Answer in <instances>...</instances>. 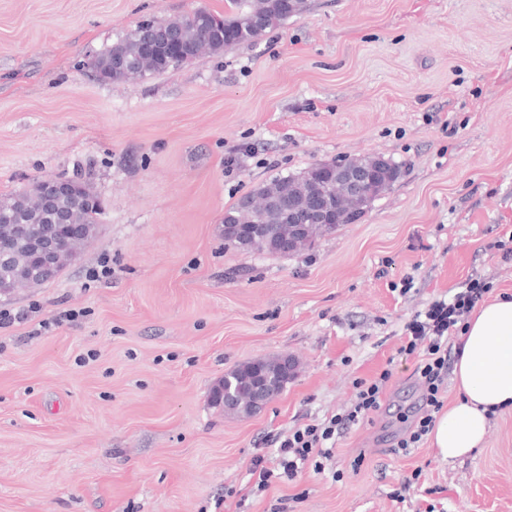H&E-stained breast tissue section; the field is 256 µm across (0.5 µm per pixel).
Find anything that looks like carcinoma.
Listing matches in <instances>:
<instances>
[{
    "label": "carcinoma",
    "instance_id": "obj_1",
    "mask_svg": "<svg viewBox=\"0 0 512 512\" xmlns=\"http://www.w3.org/2000/svg\"><path fill=\"white\" fill-rule=\"evenodd\" d=\"M274 0H227V10L222 16L224 28L214 29L198 22V18L210 14V10L200 7L180 18L169 20H145L127 30L111 47L98 53L89 63L95 78L101 82L124 83L142 79L148 75L171 73L178 70L186 61L202 53L220 54L224 49L256 41L262 32H252L254 21L263 22L264 29L283 24L288 19L301 14L305 6L297 0L289 8L273 6ZM176 30L181 34V55L168 56L165 45L157 44L151 53H146L145 45L155 33ZM55 207L72 213L74 223L84 226L83 236L91 237L95 229L96 216L100 205L95 199L80 205L69 195L58 197ZM23 219L34 231H42L52 224V212L42 209V205L31 192H22L0 198V276H8L12 285L27 282L31 277L32 239L15 234L17 219ZM251 224H267L273 215L266 208L265 199H260L257 208L240 216ZM281 357L257 359L238 365L224 375L223 382L212 391V404L230 383L236 390L233 401L224 411L249 416L254 413L253 393L249 381L255 371L260 370L280 380L286 385L288 379L280 374Z\"/></svg>",
    "mask_w": 512,
    "mask_h": 512
}]
</instances>
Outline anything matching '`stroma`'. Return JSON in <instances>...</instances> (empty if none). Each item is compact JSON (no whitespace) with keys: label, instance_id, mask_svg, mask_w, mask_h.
<instances>
[{"label":"stroma","instance_id":"obj_1","mask_svg":"<svg viewBox=\"0 0 512 512\" xmlns=\"http://www.w3.org/2000/svg\"><path fill=\"white\" fill-rule=\"evenodd\" d=\"M201 5L224 11L0 0V195L77 177L101 206L77 261L0 297L16 317L0 328V512H512L511 410L464 460L392 452L421 403L406 323L472 277L512 293V262L487 248L512 237V0H306L175 72L92 77L127 29ZM368 156L402 175L356 223L291 256L225 246V213L259 184ZM106 258L111 279L90 281ZM278 355L298 368L264 411L212 405L227 371ZM388 366L380 408L336 438L342 479L250 489L254 454ZM417 469L426 494L402 493Z\"/></svg>","mask_w":512,"mask_h":512}]
</instances>
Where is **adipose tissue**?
<instances>
[{
    "label": "adipose tissue",
    "instance_id": "adipose-tissue-1",
    "mask_svg": "<svg viewBox=\"0 0 512 512\" xmlns=\"http://www.w3.org/2000/svg\"><path fill=\"white\" fill-rule=\"evenodd\" d=\"M453 381L457 397L430 433L437 455L451 463L481 447L491 418L512 409V294L497 295L469 317Z\"/></svg>",
    "mask_w": 512,
    "mask_h": 512
}]
</instances>
